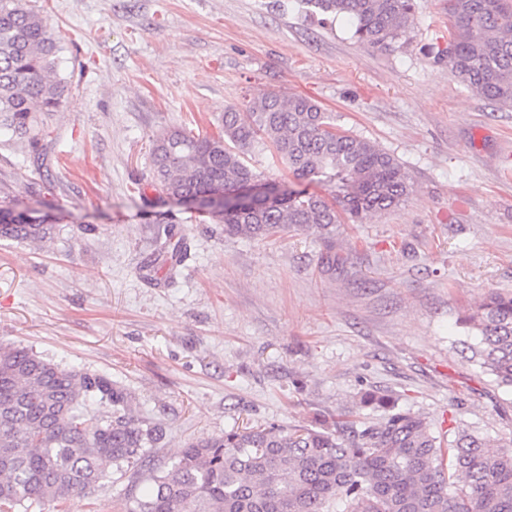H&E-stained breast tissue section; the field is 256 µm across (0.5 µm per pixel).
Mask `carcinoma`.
<instances>
[{
  "label": "carcinoma",
  "mask_w": 512,
  "mask_h": 512,
  "mask_svg": "<svg viewBox=\"0 0 512 512\" xmlns=\"http://www.w3.org/2000/svg\"><path fill=\"white\" fill-rule=\"evenodd\" d=\"M347 16L353 37L389 47L411 26L415 0H304ZM448 70L472 93L512 108V0H452ZM59 39L26 0H0V127L36 152L37 113L61 104ZM271 149L298 180L336 186L290 189L270 206L245 208L236 192L261 185L245 162ZM154 179L162 192L208 198L226 235L267 239L284 230L333 233L336 206L355 216L404 203L402 163L336 129L310 97L276 92L224 108L213 136L158 134ZM53 223L0 205V239L43 243ZM475 333L472 359L512 389V292L488 290L461 319ZM131 393L109 378L63 368L25 346L0 343V512L31 500L62 506L109 474L139 473L160 429L136 422ZM361 403L371 422L231 430L182 449L149 476L129 512H512V434L496 442L459 425L436 435L426 417L379 391Z\"/></svg>",
  "instance_id": "1"
}]
</instances>
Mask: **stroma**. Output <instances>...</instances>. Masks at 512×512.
<instances>
[{"instance_id": "obj_1", "label": "stroma", "mask_w": 512, "mask_h": 512, "mask_svg": "<svg viewBox=\"0 0 512 512\" xmlns=\"http://www.w3.org/2000/svg\"><path fill=\"white\" fill-rule=\"evenodd\" d=\"M389 49L302 0H26L59 38L67 83L39 153L0 133V192L55 220L50 242L0 239V343L107 376L163 438L150 466L246 425L345 413L392 396L434 431L512 434V392L470 358L461 317L512 290V108L448 70L450 0H417ZM312 97L394 155L413 192L331 241L228 236L153 177L157 134L217 132L228 105ZM130 476L66 512H127Z\"/></svg>"}]
</instances>
